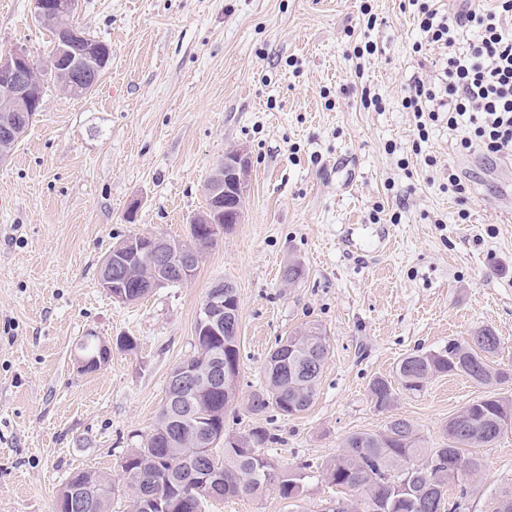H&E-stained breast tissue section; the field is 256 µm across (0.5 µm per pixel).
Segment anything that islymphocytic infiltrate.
I'll use <instances>...</instances> for the list:
<instances>
[{
    "instance_id": "lymphocytic-infiltrate-1",
    "label": "lymphocytic infiltrate",
    "mask_w": 512,
    "mask_h": 512,
    "mask_svg": "<svg viewBox=\"0 0 512 512\" xmlns=\"http://www.w3.org/2000/svg\"><path fill=\"white\" fill-rule=\"evenodd\" d=\"M415 7L420 30L428 43L448 52L446 80L434 86L414 78L402 105L412 112L418 135L427 138L428 125L446 119L459 151L512 158V0H495L482 10L478 0H462L460 12L446 14L427 0H407ZM474 39H467L468 31Z\"/></svg>"
}]
</instances>
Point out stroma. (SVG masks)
<instances>
[{"label":"stroma","mask_w":512,"mask_h":512,"mask_svg":"<svg viewBox=\"0 0 512 512\" xmlns=\"http://www.w3.org/2000/svg\"><path fill=\"white\" fill-rule=\"evenodd\" d=\"M74 21L110 45V68L82 96L46 83L40 114L0 163V512H54L76 471L121 476L217 281L237 288L240 395L306 323L322 324L330 354L305 413L239 405L224 417L230 434L275 433L263 453L281 469L311 471L298 505L269 490L207 512H322L337 488L319 468L348 435L393 416L441 444L449 418L489 390L439 376L375 410L371 380L408 353L488 326L502 339L496 363L512 370V162L458 151L442 121L414 153L403 93L415 76L442 81L445 56L400 0H82ZM50 38L29 0H0V53L42 62ZM364 39L377 51L357 84L346 53ZM363 85L380 109L361 106ZM237 149L249 158L242 222L194 278L133 305L105 294L112 246L133 233L187 238L207 179ZM452 168L465 201L446 190ZM293 261L305 276L288 284ZM90 333L136 346L84 372L74 350ZM477 454L466 512H491L512 491V432Z\"/></svg>","instance_id":"35a3bbf8"}]
</instances>
